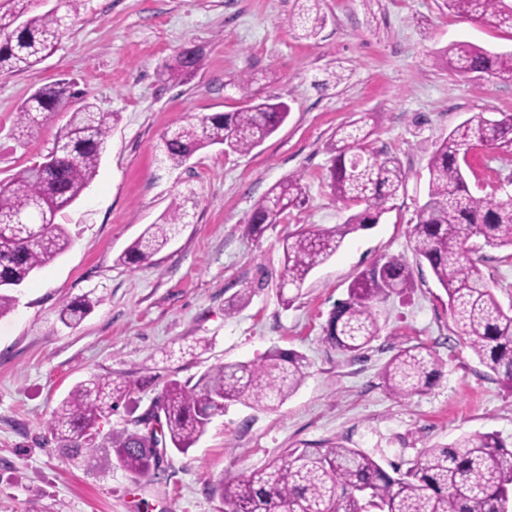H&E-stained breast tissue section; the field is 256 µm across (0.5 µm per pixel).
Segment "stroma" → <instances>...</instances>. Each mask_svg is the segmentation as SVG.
Here are the masks:
<instances>
[{
	"label": "stroma",
	"mask_w": 512,
	"mask_h": 512,
	"mask_svg": "<svg viewBox=\"0 0 512 512\" xmlns=\"http://www.w3.org/2000/svg\"><path fill=\"white\" fill-rule=\"evenodd\" d=\"M298 0H81L55 50L33 70L0 76V181L40 161L68 116L40 137L11 135L19 104L44 84L71 83L82 101L115 121L98 173L58 213L68 250L38 270L0 317V512H222L212 493L221 474L263 466L285 449L342 440L383 465L411 467L429 448L493 433L512 446V386L484 367L452 330L447 296L427 264L413 261L409 227L428 190L427 161L463 122L512 113V81L475 79L435 66L432 55L465 41L512 51V29L450 14L443 0H323L326 25L303 40L286 20ZM205 46L188 83L163 77L188 44ZM285 102L290 114L250 153L210 147L187 166L162 162L170 127L242 105L238 76ZM367 121L375 148L396 156L406 183L378 224L346 236L282 306V243L302 227L330 229L349 211L330 188L328 146L336 129ZM474 195L512 194V145L474 144L467 155ZM299 173L303 206L251 233L255 202ZM189 214L152 263L122 255L170 207ZM413 262L414 288L379 304V338L361 357L324 340V327L351 282L381 258ZM475 258L503 307L512 306V249L482 247ZM249 302L234 305L240 289ZM93 300L82 322L64 325L63 303ZM423 345L443 369L436 384L406 400L390 397L380 370L398 347ZM272 348L305 356L308 375L278 409L228 405L185 454L168 453L135 476L107 461L70 459L47 423L79 382L137 381L99 434L130 427L169 380L194 381L208 368L259 358Z\"/></svg>",
	"instance_id": "stroma-1"
}]
</instances>
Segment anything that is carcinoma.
I'll return each mask as SVG.
<instances>
[{"mask_svg": "<svg viewBox=\"0 0 512 512\" xmlns=\"http://www.w3.org/2000/svg\"><path fill=\"white\" fill-rule=\"evenodd\" d=\"M320 0H311L288 17V27L312 38L325 16ZM79 0L34 10V0H0V75L31 70L56 47L69 13ZM452 13L512 29V4L506 0H447ZM200 46L182 51L165 67L167 80L187 83L204 67ZM433 63L459 74L512 78V52L495 53L467 42L439 51ZM253 80L241 76L236 87L251 102L234 112L205 115L195 123L177 125L162 137L165 160L178 168L198 151L222 145L248 153L286 121L290 107L270 99L255 100ZM76 92L64 83L38 88L18 108L15 138L28 143L55 112L69 113L44 161L20 169L0 181V316L17 302V287L63 254L71 244L57 213L73 204L97 175L113 114L89 103H73ZM367 124L343 125L329 147L331 188L337 200L356 208L332 229L301 228L284 239L279 292L283 304L293 301L285 291L300 292L307 276L336 254L345 237L379 222L389 199L404 188L406 174L398 159L372 146ZM512 144V114L499 119L469 120L435 144L428 163V192L416 211L410 236L414 254L429 265L448 297L454 332L486 368L512 383V309L504 310L484 274L471 257V237L490 247L512 248V196H474L461 166L473 143ZM303 177L292 174L273 185L253 207L250 224L261 230L280 223L291 208L305 203ZM28 213L37 220L16 223ZM179 205L162 223L149 225L129 246L123 259L143 264L162 251L184 223ZM414 288L409 262L387 257L361 272L348 298L330 312L325 341L336 350L360 356L380 336L376 304ZM92 303L63 305L60 319L77 324ZM442 364L424 346L401 347L380 371L386 393L406 399L426 392L441 377ZM307 376L305 357L296 351L268 350L260 360L227 362L209 368L195 382H168L149 417H163L160 432L124 428L109 435V446L96 443L95 430L137 383L124 377H94L74 386L53 412L52 434L67 454L87 466L111 455L133 475H144L163 462L157 448L185 454L205 433L211 418L230 403L274 410ZM213 494L223 512H512V448L495 434L464 435L452 444L429 448L406 471L387 470L375 457L341 441L317 447L289 448L263 468L220 477Z\"/></svg>", "mask_w": 512, "mask_h": 512, "instance_id": "carcinoma-1", "label": "carcinoma"}]
</instances>
